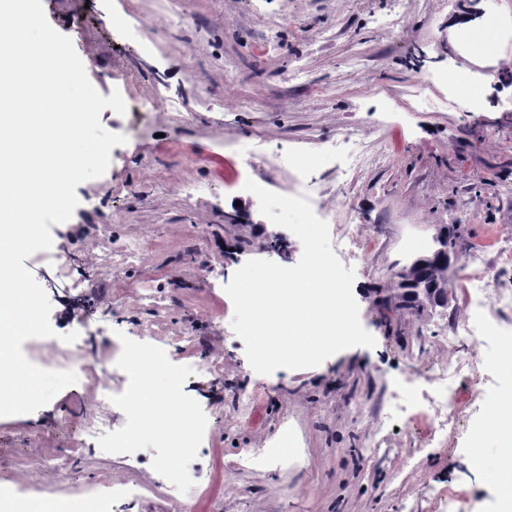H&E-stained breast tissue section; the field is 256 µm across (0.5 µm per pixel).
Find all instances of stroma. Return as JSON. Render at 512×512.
Masks as SVG:
<instances>
[{"label":"stroma","instance_id":"1","mask_svg":"<svg viewBox=\"0 0 512 512\" xmlns=\"http://www.w3.org/2000/svg\"><path fill=\"white\" fill-rule=\"evenodd\" d=\"M49 24L68 36L102 95L120 92L125 114L104 109L105 130L126 136L106 172L76 188L71 218L51 225L52 245L24 265L46 292L52 337L23 343L47 370L66 357L92 364L30 414L0 417V485L24 498L91 496L102 477L136 480V498L113 512H497L495 486L472 470L473 438L512 380L494 368L512 330V309L468 307L472 248L494 256L512 239V0H42ZM502 22L486 47L459 41L458 25ZM277 42L266 46L270 26ZM305 77H295V69ZM445 72L479 78L483 95L445 84ZM427 77L429 93H413ZM388 144L386 162L355 157ZM309 200L326 215L332 246L348 227L378 237L380 249L346 256L362 327L376 340L312 368L256 373L234 333L225 292L248 260L294 266L302 244L260 212L243 181ZM207 186L202 198L187 183ZM460 246L448 266V303L423 313L384 314L398 272L436 248L442 229ZM143 238L152 249L113 267V242ZM280 240L282 252L269 251ZM68 256L82 282L57 275ZM150 284L160 305L142 299ZM491 320L500 335L475 337L473 368L453 370L461 353L451 330ZM161 355L177 384L169 395L207 420L194 453L177 458L164 435L144 432L134 398L142 381L132 351ZM224 370L203 368L205 354ZM449 365L448 438L428 440L431 413L404 416L392 393L407 379ZM239 390L260 399L248 412ZM99 424L91 452L74 433ZM297 463H259L280 425ZM136 435L143 465L112 446ZM65 457V472L46 461ZM185 477L170 500L163 474Z\"/></svg>","mask_w":512,"mask_h":512}]
</instances>
